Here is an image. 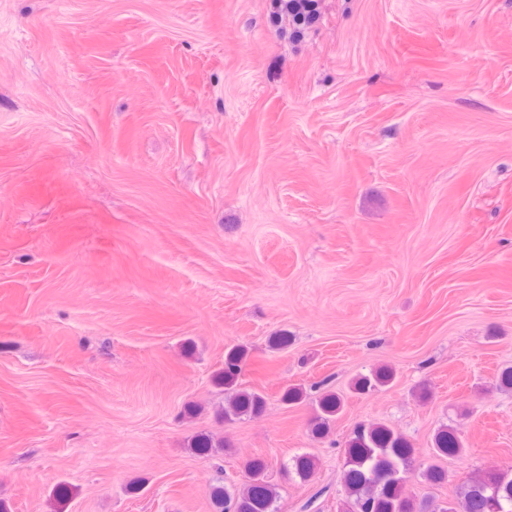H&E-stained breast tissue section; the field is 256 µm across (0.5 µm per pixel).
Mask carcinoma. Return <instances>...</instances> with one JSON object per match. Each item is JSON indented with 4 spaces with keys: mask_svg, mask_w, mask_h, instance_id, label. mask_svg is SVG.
Instances as JSON below:
<instances>
[{
    "mask_svg": "<svg viewBox=\"0 0 512 512\" xmlns=\"http://www.w3.org/2000/svg\"><path fill=\"white\" fill-rule=\"evenodd\" d=\"M276 13L288 20L290 33L300 37L320 15V0H275ZM243 352L234 350L224 361V420L260 414L265 397L255 390L238 387ZM393 374L377 370L359 377L353 389L366 395L390 385ZM343 410V398L327 390L316 399L311 431L316 436L327 434ZM219 444L208 435L193 439L192 448L201 457L209 456ZM465 449L458 432L447 425L433 436V451L438 457L460 456ZM249 484L230 494L222 488L214 491L221 512H277L276 495L264 480L265 463L260 459L246 464ZM418 476L430 486L446 482L447 472L435 465L417 467L415 449L402 434L386 424L373 422L357 425L344 441L341 481L345 490L343 512H426L428 505L407 496L402 479L406 474ZM437 512H512V469L485 471L463 485L453 501L439 505Z\"/></svg>",
    "mask_w": 512,
    "mask_h": 512,
    "instance_id": "obj_1",
    "label": "carcinoma"
}]
</instances>
